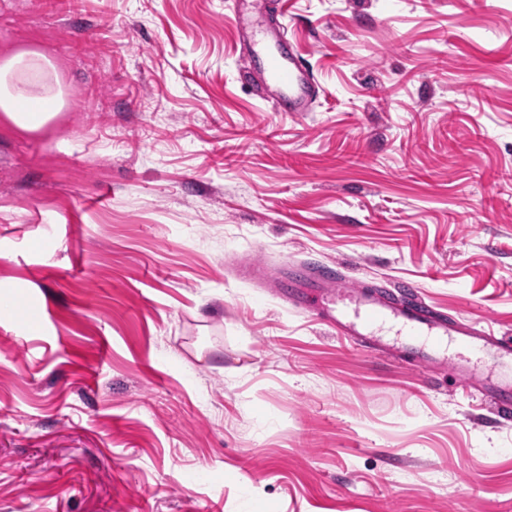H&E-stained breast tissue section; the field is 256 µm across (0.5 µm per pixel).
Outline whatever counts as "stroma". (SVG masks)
<instances>
[{"label": "stroma", "instance_id": "1", "mask_svg": "<svg viewBox=\"0 0 512 512\" xmlns=\"http://www.w3.org/2000/svg\"><path fill=\"white\" fill-rule=\"evenodd\" d=\"M313 111L228 0H0L69 106L0 123V512H512V419L240 259L512 335V0H290ZM233 13L239 34L248 45L247 76L256 81L260 95L272 101L278 112H310L319 87L311 71L303 66L288 41L284 23H259L266 11L263 0H234Z\"/></svg>", "mask_w": 512, "mask_h": 512}]
</instances>
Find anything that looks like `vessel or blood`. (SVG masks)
<instances>
[{
  "mask_svg": "<svg viewBox=\"0 0 512 512\" xmlns=\"http://www.w3.org/2000/svg\"><path fill=\"white\" fill-rule=\"evenodd\" d=\"M274 7L282 22L259 23L267 7ZM239 34L248 45V77L256 81L263 98L279 112H309L319 87L288 41L283 22L288 0H233ZM281 297L295 307L317 313L337 335L354 341L363 351L391 357H410L422 366L445 360L449 341L462 343L476 365L460 363L454 370L462 382L481 377L495 408L512 414V338L479 329L475 324L434 311L417 293L396 301L381 287H352L333 268L301 272L283 267L278 273Z\"/></svg>",
  "mask_w": 512,
  "mask_h": 512,
  "instance_id": "obj_1",
  "label": "vessel or blood"
}]
</instances>
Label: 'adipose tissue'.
Masks as SVG:
<instances>
[{"mask_svg":"<svg viewBox=\"0 0 512 512\" xmlns=\"http://www.w3.org/2000/svg\"><path fill=\"white\" fill-rule=\"evenodd\" d=\"M66 101L50 60L27 50L0 59V116L17 129L48 126Z\"/></svg>","mask_w":512,"mask_h":512,"instance_id":"1","label":"adipose tissue"}]
</instances>
